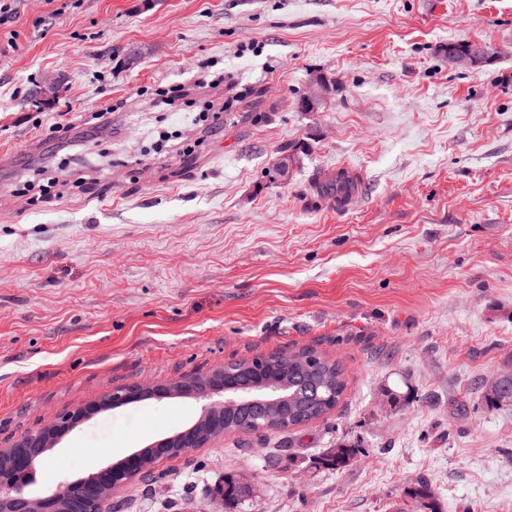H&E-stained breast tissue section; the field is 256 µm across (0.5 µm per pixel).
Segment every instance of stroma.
<instances>
[{
	"instance_id": "35a3bbf8",
	"label": "stroma",
	"mask_w": 512,
	"mask_h": 512,
	"mask_svg": "<svg viewBox=\"0 0 512 512\" xmlns=\"http://www.w3.org/2000/svg\"><path fill=\"white\" fill-rule=\"evenodd\" d=\"M458 41L495 58L451 67ZM212 62L243 94L223 124L156 106ZM317 76L327 95L301 111ZM66 105L114 111L63 145L50 128ZM341 165L358 176L348 207L320 187ZM38 169L86 185L22 210ZM303 347L344 369L331 415L158 460L120 512H223L213 493L237 472L255 487L241 512H416L421 481L437 512H512V404L483 400L512 371V0H15L0 25V449L114 389ZM198 415L180 397L103 410L29 491ZM339 443L356 457L316 467Z\"/></svg>"
}]
</instances>
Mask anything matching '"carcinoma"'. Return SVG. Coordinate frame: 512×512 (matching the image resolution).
<instances>
[{"label": "carcinoma", "instance_id": "cac0c4a2", "mask_svg": "<svg viewBox=\"0 0 512 512\" xmlns=\"http://www.w3.org/2000/svg\"><path fill=\"white\" fill-rule=\"evenodd\" d=\"M239 385L245 389L262 383L285 384L288 400L272 403L256 414L248 405L229 406L224 409L223 421L212 429L213 437L233 432H257L264 428L288 430L330 414L345 395L347 383L340 363L310 348H301L288 353L258 355L251 359L232 363ZM498 391H486V400L491 405L512 400V373L497 377ZM358 449L340 443L327 449L317 459V464L329 469L348 465L357 455ZM224 508L235 509L244 496L235 485V476L224 477ZM422 508L435 512L433 495L427 484L420 482L409 491Z\"/></svg>", "mask_w": 512, "mask_h": 512}]
</instances>
